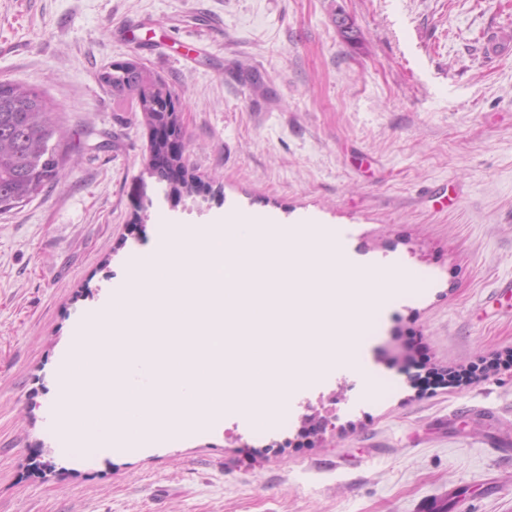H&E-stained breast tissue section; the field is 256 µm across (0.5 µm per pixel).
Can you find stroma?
<instances>
[{"label":"stroma","instance_id":"35a3bbf8","mask_svg":"<svg viewBox=\"0 0 512 512\" xmlns=\"http://www.w3.org/2000/svg\"><path fill=\"white\" fill-rule=\"evenodd\" d=\"M362 40L345 41L337 14ZM512 0H0V81L40 90L61 176L0 214V512H512V368L420 391L418 361L466 368L512 349ZM136 60L177 97L181 201L147 174ZM338 226L348 262L415 269L365 346L296 390L280 420L242 416L99 462L59 451L55 367L86 311L149 251L157 220L228 213ZM383 379L368 395L364 375ZM334 398L323 431L307 404ZM113 67L124 69L125 74L119 71L113 72L109 69L101 73L100 80L117 93H125L124 90H127V92L137 91L138 101H140V95L146 86L154 91V95L158 99L162 98L163 94L167 91L164 83L153 80L141 66L134 67L131 71L124 68L120 63H116Z\"/></svg>","mask_w":512,"mask_h":512}]
</instances>
